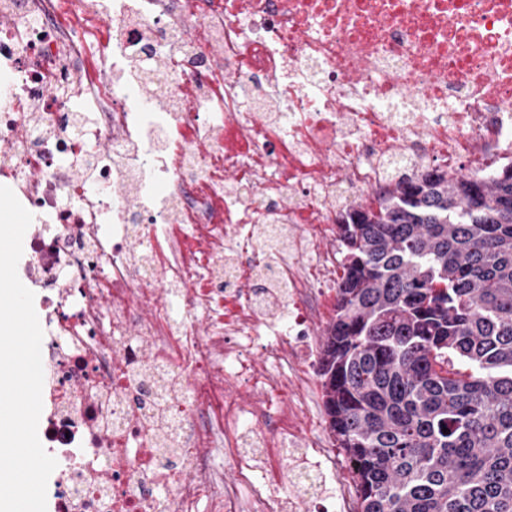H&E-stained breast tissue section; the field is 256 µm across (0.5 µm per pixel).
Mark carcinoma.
I'll use <instances>...</instances> for the list:
<instances>
[{"instance_id":"obj_1","label":"carcinoma","mask_w":512,"mask_h":512,"mask_svg":"<svg viewBox=\"0 0 512 512\" xmlns=\"http://www.w3.org/2000/svg\"><path fill=\"white\" fill-rule=\"evenodd\" d=\"M336 227L319 374L357 512H512V164L403 181Z\"/></svg>"}]
</instances>
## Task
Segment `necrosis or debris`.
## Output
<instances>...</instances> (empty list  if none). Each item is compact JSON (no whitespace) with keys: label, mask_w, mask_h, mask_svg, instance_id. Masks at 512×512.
Listing matches in <instances>:
<instances>
[{"label":"necrosis or debris","mask_w":512,"mask_h":512,"mask_svg":"<svg viewBox=\"0 0 512 512\" xmlns=\"http://www.w3.org/2000/svg\"><path fill=\"white\" fill-rule=\"evenodd\" d=\"M511 157L512 0H73L66 23L58 0H0V179L38 223L22 271L52 512L322 499L328 456L287 443L308 387L288 368L336 282L338 213ZM263 268L282 313L251 286Z\"/></svg>","instance_id":"4bbe7bcc"}]
</instances>
